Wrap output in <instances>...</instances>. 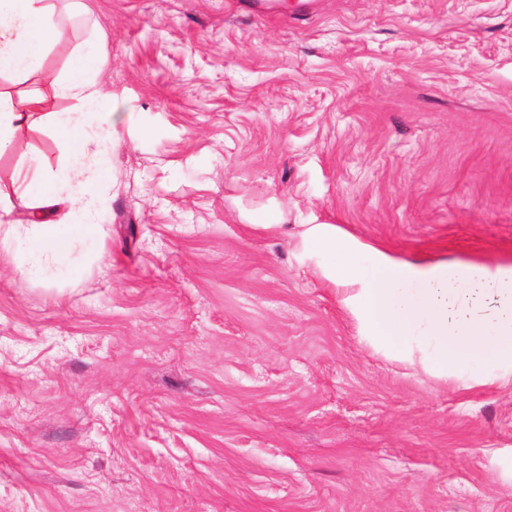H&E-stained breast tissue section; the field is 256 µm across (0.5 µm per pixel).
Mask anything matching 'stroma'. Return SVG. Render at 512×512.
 <instances>
[{
    "mask_svg": "<svg viewBox=\"0 0 512 512\" xmlns=\"http://www.w3.org/2000/svg\"><path fill=\"white\" fill-rule=\"evenodd\" d=\"M53 2L0 95L90 53L116 118L80 275L0 245V512H512V383L361 342L307 235L512 263V0Z\"/></svg>",
    "mask_w": 512,
    "mask_h": 512,
    "instance_id": "35a3bbf8",
    "label": "stroma"
}]
</instances>
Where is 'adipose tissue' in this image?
<instances>
[{
	"instance_id": "1",
	"label": "adipose tissue",
	"mask_w": 512,
	"mask_h": 512,
	"mask_svg": "<svg viewBox=\"0 0 512 512\" xmlns=\"http://www.w3.org/2000/svg\"><path fill=\"white\" fill-rule=\"evenodd\" d=\"M58 29L50 0H0V74L39 67L56 42ZM92 55L74 60L58 86L76 99V112H51L44 123L50 136L66 148L60 168L30 163L16 175L20 202L35 198L37 211L28 226L13 228L11 245L34 273L72 274L70 257L83 250L95 224L100 178L109 165L110 128L101 121L110 98L90 76ZM80 215L77 224L56 221L59 203ZM318 247L334 254L331 279L345 289L343 305L356 316L363 339L376 350L405 362H420L432 375L444 377L474 365L512 368V265L487 263L421 265L379 254L374 277L357 265L356 247L331 225L312 233ZM494 290L500 307L484 313L479 286Z\"/></svg>"
}]
</instances>
